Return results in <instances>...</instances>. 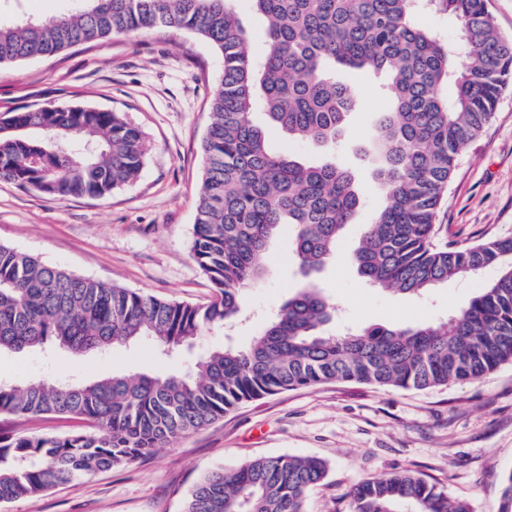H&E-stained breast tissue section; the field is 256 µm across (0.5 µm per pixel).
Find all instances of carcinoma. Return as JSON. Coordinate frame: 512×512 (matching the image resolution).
Returning a JSON list of instances; mask_svg holds the SVG:
<instances>
[{
	"label": "carcinoma",
	"mask_w": 512,
	"mask_h": 512,
	"mask_svg": "<svg viewBox=\"0 0 512 512\" xmlns=\"http://www.w3.org/2000/svg\"><path fill=\"white\" fill-rule=\"evenodd\" d=\"M50 21L0 22V65L73 46L167 28L199 36L223 58L210 102L192 256L214 288L193 306L77 275L0 244V353L52 346L102 353L150 339L163 350L236 322L245 287L269 266L284 225L305 282L245 347L227 345L162 376L115 373L91 381L35 378L0 384V413L86 423L65 436H0V503L131 464L200 431L241 403L333 381L401 389L469 382L512 362V237L440 246L441 200L468 144L512 86V38L488 0H249L265 21L264 48L235 0H75ZM454 23L449 44L418 24L420 9ZM388 78L372 174L375 219L353 252L376 288L421 295L451 278L496 269L466 306L440 322L372 324L332 336L336 306L313 282L362 204L353 172L270 149L256 106L295 142L332 148L358 92L336 68ZM150 149L118 112L46 102L0 116V180L56 200L104 197L139 175ZM327 474L313 457L268 456L204 473L184 512H305ZM352 512H470L411 470L349 491Z\"/></svg>",
	"instance_id": "cac0c4a2"
}]
</instances>
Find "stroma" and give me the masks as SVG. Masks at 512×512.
Segmentation results:
<instances>
[{
	"label": "stroma",
	"mask_w": 512,
	"mask_h": 512,
	"mask_svg": "<svg viewBox=\"0 0 512 512\" xmlns=\"http://www.w3.org/2000/svg\"><path fill=\"white\" fill-rule=\"evenodd\" d=\"M70 7V0H0V19L49 20ZM221 69L222 58L207 41L168 29L0 66V114L50 100L78 103L121 113L150 143L138 178L102 198L58 201L0 181V244L107 285L196 306L211 302L214 291L191 245L203 165L199 145L211 122L209 100ZM340 77L358 91L361 104L347 117L335 158L355 174L364 205L316 278L338 307L329 331L448 318L494 270L452 278L416 296L370 286L353 264V251L381 199L364 148L387 107L377 92L386 78L368 69ZM438 224L441 241L448 243L512 237V87L461 155ZM302 280L291 235L280 230L270 245L268 274L243 292L236 327L204 332L173 359L158 357L147 345L81 357L4 353L0 382L97 380L114 372L186 368L225 342L246 346ZM277 455L327 462V476L310 492L307 512H351V486L405 469L435 483L449 499L468 502L471 512H499L503 477L512 471V363L474 381L423 391L330 382L246 402L134 464L0 504V512H183L205 471Z\"/></svg>",
	"instance_id": "1"
}]
</instances>
